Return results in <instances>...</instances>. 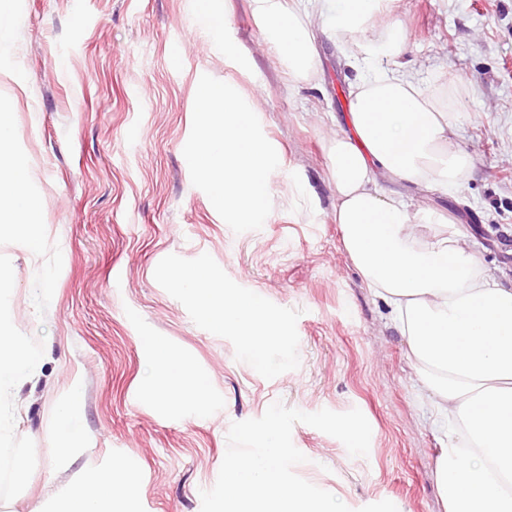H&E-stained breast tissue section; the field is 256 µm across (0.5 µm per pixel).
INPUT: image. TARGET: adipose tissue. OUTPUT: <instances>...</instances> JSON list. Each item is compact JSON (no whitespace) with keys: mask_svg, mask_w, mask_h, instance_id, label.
<instances>
[{"mask_svg":"<svg viewBox=\"0 0 512 512\" xmlns=\"http://www.w3.org/2000/svg\"><path fill=\"white\" fill-rule=\"evenodd\" d=\"M255 3L266 39L287 60L289 73L311 76L315 55L301 0ZM324 4L331 38L355 41L357 48L350 58L355 132H333L326 144L336 189L333 219L366 287L391 307L420 393L448 433L436 465L445 512H512V279L490 274L465 249L462 225L411 210L385 187L396 179L454 192L470 168L455 143L458 116L439 109L418 78L398 67V32L363 40L368 29L385 24L380 0ZM187 6L199 32L223 45L226 59H239L225 30L223 0H188ZM380 57L393 61V69L375 72ZM197 112L196 171L215 207L242 224L265 222L277 153L260 141L230 85H202ZM12 133V115L0 109V228L32 225L41 206L29 189V169L4 149ZM178 281L205 321L240 336L242 357L258 367L277 366L288 338L255 294L223 287L204 269ZM33 364L0 323V399L7 383ZM127 498L111 481L93 480L70 492L60 512H126Z\"/></svg>","mask_w":512,"mask_h":512,"instance_id":"adipose-tissue-1","label":"adipose tissue"}]
</instances>
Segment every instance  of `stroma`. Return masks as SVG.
<instances>
[{
  "instance_id": "35a3bbf8",
  "label": "stroma",
  "mask_w": 512,
  "mask_h": 512,
  "mask_svg": "<svg viewBox=\"0 0 512 512\" xmlns=\"http://www.w3.org/2000/svg\"><path fill=\"white\" fill-rule=\"evenodd\" d=\"M302 5L316 67L295 83L253 0H224L237 62L199 34L186 0H14L25 39L0 60V107L13 117L10 153L41 199L34 230L45 248L30 252L22 230H0L10 299L0 317L39 357L0 403V468L19 463L0 479V512H49L100 477L132 484L128 512H200L231 424L277 401L364 414V457L309 425L292 430L306 457L296 474L352 512H445L434 468L448 438L332 217L323 133L348 125L354 72L316 18L319 0ZM390 19L405 35L408 69L458 113L457 144L473 160L454 194L407 187L405 200L468 225L470 250L512 278V0H399ZM227 79L280 153L263 224L216 209L195 170L198 90ZM196 268L263 295L295 360L276 372L243 360L239 336L204 322L177 284L176 273ZM158 347L206 383L207 414L154 395ZM68 407L79 441L61 468Z\"/></svg>"
}]
</instances>
